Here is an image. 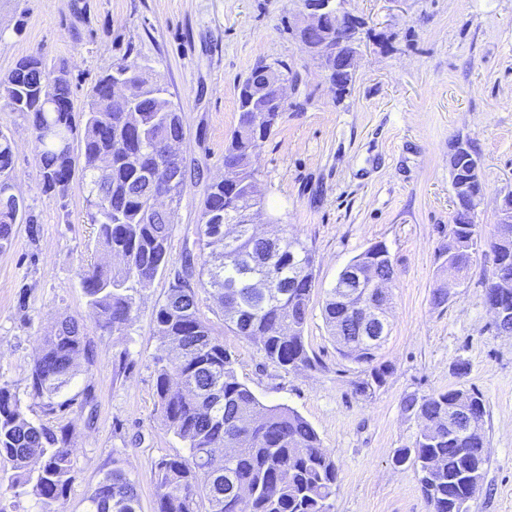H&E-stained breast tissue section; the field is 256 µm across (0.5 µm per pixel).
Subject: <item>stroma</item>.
Segmentation results:
<instances>
[{"label": "stroma", "mask_w": 512, "mask_h": 512, "mask_svg": "<svg viewBox=\"0 0 512 512\" xmlns=\"http://www.w3.org/2000/svg\"><path fill=\"white\" fill-rule=\"evenodd\" d=\"M362 17V51L349 93L332 90L320 62L295 35L300 0H0V78L28 55L66 64L76 109L96 81L122 62L145 67L184 117L179 154L203 179L188 178L171 242L182 262L200 220L207 181L224 174L237 124L238 86L253 68L288 65V110L255 166L268 216L313 252L318 289L305 342L313 370L287 372L227 330L213 298L199 307L236 359L239 379L266 406H286L316 430L338 468L332 512H428L413 468L392 456L419 422L403 409L410 393L476 389L487 408L489 467L471 512H512V335L499 333L485 302L493 268L487 246L497 209L512 194V0H348ZM0 131L13 141L14 174L35 221L16 227L0 251V385L23 397L27 415L67 426L76 479L56 512H85L113 464L135 479L140 512H155L158 462L187 455L160 417L153 357L155 310L168 275L140 286L122 333L97 328L80 275L97 257L86 180L66 196L44 192L29 124L0 98ZM469 141L485 196L483 240L462 275L443 271L454 212L450 146ZM394 265L391 333L378 362L391 372L367 397L364 367L340 355L322 302L339 272L371 245ZM448 303L431 304L434 288ZM65 317L88 327L94 363H80L71 407L44 415L29 398L30 369L44 336ZM466 362L465 375L454 366Z\"/></svg>", "instance_id": "35a3bbf8"}]
</instances>
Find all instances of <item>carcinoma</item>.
Segmentation results:
<instances>
[{"instance_id": "obj_1", "label": "carcinoma", "mask_w": 512, "mask_h": 512, "mask_svg": "<svg viewBox=\"0 0 512 512\" xmlns=\"http://www.w3.org/2000/svg\"><path fill=\"white\" fill-rule=\"evenodd\" d=\"M50 71L37 56H26L0 79V98L28 120L38 149L45 191L65 195L77 174L89 179L86 202L98 225L97 249L120 257L122 266L94 263L81 274V288L92 309L95 326L121 333L135 317L137 286L169 273V288L155 312L159 347L154 356L156 394L162 422L187 445L186 457L158 463L156 512H331L338 470L310 423L297 411L261 404L235 369V360L200 312L197 289L218 303L226 327L255 344L265 359L286 372L316 368L304 331L310 301L316 289L314 257L288 229L274 225L269 235L243 233L234 245V257L225 259L224 209L249 201L251 158L283 119L286 108L275 104V92L252 69L240 86L238 121L225 149L224 161L236 166L232 181L206 184L200 206L198 245L212 249L196 264L186 252L181 268L173 267L170 240L184 186L172 189L166 210L154 203L152 178L165 164L183 159L168 155L170 138L184 139L182 112L168 108L159 97L166 88L135 63L123 64L101 77L92 89L87 109L77 112L60 105L74 96L70 78L42 84ZM121 76L134 89L137 126H131L128 102L113 97L112 81ZM69 139L71 152L58 149L57 140ZM15 180L13 152L7 134L0 131V183ZM469 202L451 225L448 246L440 253L442 267L465 271L478 237L464 223ZM15 214L0 203V251L13 240ZM490 241L494 266L490 280L512 279V239ZM280 258L293 254L308 269L294 283L282 285L292 294L273 302L261 301L251 271L279 272V262L267 265L272 251ZM376 270L391 278L394 265L387 247H370ZM239 300L235 316L227 303ZM322 313L340 353L367 364L365 377L354 384L367 396L386 382L389 368L376 362L381 345H356L351 328L336 329V320L348 315L336 302V288L326 291ZM91 364L94 351L86 328L71 319L57 322L45 337L30 373V395L41 400L44 413L69 407L59 400L71 385L79 358ZM467 401L477 431L461 434L448 426V409ZM403 409L418 420L439 423L434 435L417 432L411 445L392 456L396 467L408 465L419 478L430 512H460L458 499L474 494L472 482L484 481L489 458L485 430L486 405L475 389L407 395ZM75 480L68 429L53 430L27 418L24 402L7 386H0V501L33 496L41 512L67 495ZM86 512H140L136 482L119 465L104 473L86 498Z\"/></svg>"}]
</instances>
